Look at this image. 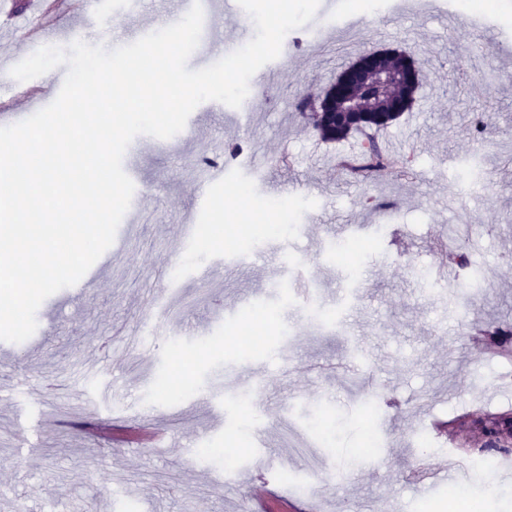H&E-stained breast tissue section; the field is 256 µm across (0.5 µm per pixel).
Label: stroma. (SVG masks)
Listing matches in <instances>:
<instances>
[{
	"mask_svg": "<svg viewBox=\"0 0 512 512\" xmlns=\"http://www.w3.org/2000/svg\"><path fill=\"white\" fill-rule=\"evenodd\" d=\"M224 4L211 0L209 47L192 53L189 69L224 57L234 38ZM36 8L0 0V58L30 56L3 24L6 11L21 25ZM164 9L141 0L130 18L114 0L111 17L65 24L47 41L97 45L104 28L119 47L163 28ZM392 49L412 55L422 86L378 140L413 156V168L359 183L334 165L342 144L322 143L298 106L324 93L339 62ZM282 50L287 64L250 89L251 110L231 119L205 101L177 138L141 136L123 162L142 182L138 210L78 283L43 301L29 339L0 341V512H143L148 501L155 512H239L245 474L265 486L266 512H448V479L417 484L407 470L475 452L441 433L423 448L420 434L477 405L512 408V359L477 355L468 336L475 324L512 326V0H483L473 13L455 5L444 20L422 0H387L376 13L336 0L290 31ZM477 117L489 124L486 167L471 134ZM232 141L246 145L234 158L225 154ZM255 154L267 159L264 184L240 205H290L286 225L231 254L183 239L181 225L205 224L224 197L220 184L199 192V160L222 156L235 177ZM351 237L371 243L353 265L331 253ZM431 239L469 253L453 283L426 281ZM333 312L340 322L329 329L321 318ZM244 321L268 330L265 353L235 343ZM179 347L203 357L187 393L168 395ZM101 417L157 424L167 436L154 447L112 446L86 429ZM369 429L380 446L367 451ZM310 451L320 468L308 469ZM229 457L239 460L230 472ZM502 470L461 484L512 512Z\"/></svg>",
	"mask_w": 512,
	"mask_h": 512,
	"instance_id": "1",
	"label": "stroma"
}]
</instances>
